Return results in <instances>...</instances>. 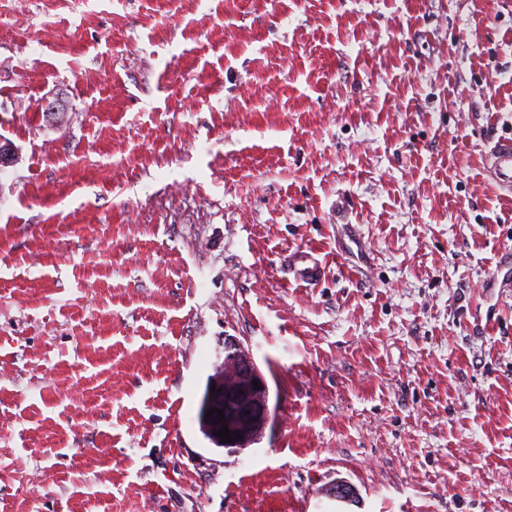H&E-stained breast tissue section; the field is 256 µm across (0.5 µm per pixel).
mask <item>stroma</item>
I'll list each match as a JSON object with an SVG mask.
<instances>
[{"instance_id":"35a3bbf8","label":"stroma","mask_w":512,"mask_h":512,"mask_svg":"<svg viewBox=\"0 0 512 512\" xmlns=\"http://www.w3.org/2000/svg\"><path fill=\"white\" fill-rule=\"evenodd\" d=\"M511 136L512 0H0V512H512ZM486 173L497 187L512 195V137L495 143L486 158ZM288 273L301 286H317L325 276V265L311 250H297L288 254ZM253 381L261 383V389H254ZM212 383H215V393L211 391ZM213 408L223 410L225 422H217L219 415L216 412L210 419L205 418L207 411ZM270 420L268 385L251 350L237 338L225 337L224 364L210 379L205 400L203 422L206 432L225 449L240 452L259 440ZM224 424L230 431L241 433L243 438L233 436L232 442L221 441L214 432H219Z\"/></svg>"}]
</instances>
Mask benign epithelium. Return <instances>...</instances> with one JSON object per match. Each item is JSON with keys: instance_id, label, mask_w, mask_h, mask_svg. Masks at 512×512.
<instances>
[{"instance_id": "1", "label": "benign epithelium", "mask_w": 512, "mask_h": 512, "mask_svg": "<svg viewBox=\"0 0 512 512\" xmlns=\"http://www.w3.org/2000/svg\"><path fill=\"white\" fill-rule=\"evenodd\" d=\"M18 159L14 145L0 139V170L15 165ZM254 381L261 383V388H254ZM210 382L215 384L217 391L207 392L204 411L221 409L225 421H217L216 413L203 419L206 432L212 436L226 425L229 430L241 434V438L224 441L222 445L233 452L247 449L259 440L271 420L268 385L251 350L237 338L225 337L224 364Z\"/></svg>"}]
</instances>
